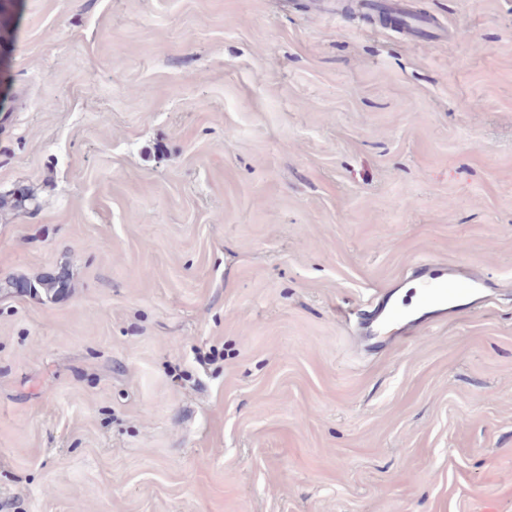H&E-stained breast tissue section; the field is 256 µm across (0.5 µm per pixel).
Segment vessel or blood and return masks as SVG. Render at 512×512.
I'll list each match as a JSON object with an SVG mask.
<instances>
[{"label": "vessel or blood", "instance_id": "vessel-or-blood-1", "mask_svg": "<svg viewBox=\"0 0 512 512\" xmlns=\"http://www.w3.org/2000/svg\"><path fill=\"white\" fill-rule=\"evenodd\" d=\"M412 279L418 296L416 310L405 309L397 296L387 294L380 297L359 323L358 334L362 340L380 337L385 326L393 322L429 324L433 314H445L460 301L478 302L480 294L490 286L474 267L451 264L440 268L431 261L417 263Z\"/></svg>", "mask_w": 512, "mask_h": 512}]
</instances>
